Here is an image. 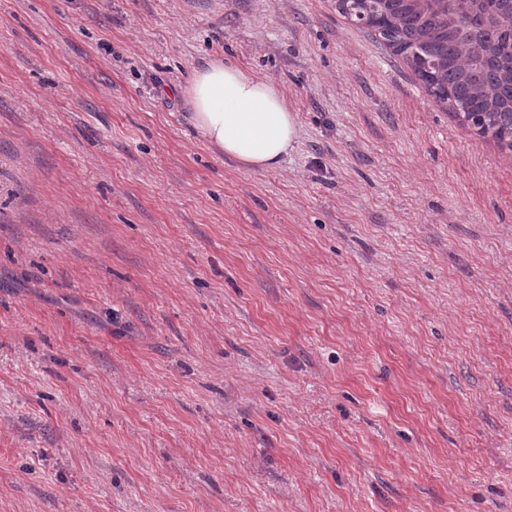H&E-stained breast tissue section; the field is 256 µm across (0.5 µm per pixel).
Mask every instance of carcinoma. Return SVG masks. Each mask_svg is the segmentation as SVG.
Segmentation results:
<instances>
[{"mask_svg": "<svg viewBox=\"0 0 512 512\" xmlns=\"http://www.w3.org/2000/svg\"><path fill=\"white\" fill-rule=\"evenodd\" d=\"M369 8L382 19L378 34L414 66L434 95L468 122L482 114L486 123L497 131V140L512 133V58L501 55L492 75L479 70L468 71L461 62V50L451 38L448 14L432 9L428 0L389 3L373 0ZM512 23L502 18L490 29L487 45L502 50Z\"/></svg>", "mask_w": 512, "mask_h": 512, "instance_id": "1", "label": "carcinoma"}]
</instances>
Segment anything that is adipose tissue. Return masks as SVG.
I'll return each mask as SVG.
<instances>
[{"instance_id": "1", "label": "adipose tissue", "mask_w": 512, "mask_h": 512, "mask_svg": "<svg viewBox=\"0 0 512 512\" xmlns=\"http://www.w3.org/2000/svg\"><path fill=\"white\" fill-rule=\"evenodd\" d=\"M180 92L199 137L243 168H278L296 139L297 117L279 86L231 59L193 70Z\"/></svg>"}]
</instances>
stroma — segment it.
I'll use <instances>...</instances> for the list:
<instances>
[{"label": "stroma", "mask_w": 512, "mask_h": 512, "mask_svg": "<svg viewBox=\"0 0 512 512\" xmlns=\"http://www.w3.org/2000/svg\"><path fill=\"white\" fill-rule=\"evenodd\" d=\"M0 512H512V151L336 0H0ZM180 93L199 137L243 168H278L296 139L297 117L279 86L224 56L194 69Z\"/></svg>", "instance_id": "1"}]
</instances>
